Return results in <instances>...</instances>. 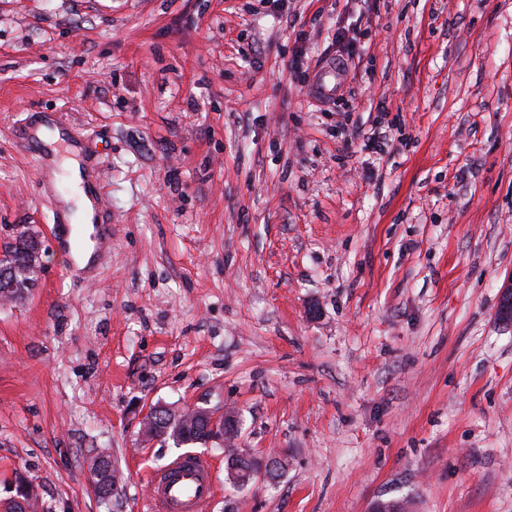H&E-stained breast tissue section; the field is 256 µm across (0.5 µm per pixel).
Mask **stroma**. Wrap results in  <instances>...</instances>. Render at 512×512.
I'll list each match as a JSON object with an SVG mask.
<instances>
[{
  "mask_svg": "<svg viewBox=\"0 0 512 512\" xmlns=\"http://www.w3.org/2000/svg\"><path fill=\"white\" fill-rule=\"evenodd\" d=\"M58 112L103 163L90 280L32 151ZM17 227L42 274L0 299V502L23 480L38 512H145L191 451L209 512H512V0H0ZM157 405L232 412L238 450L282 469L234 489L220 444L142 441ZM91 459L95 461V463L92 464L91 470H89L94 487L97 488L105 480H111L112 484H110L108 488H101L98 489V491L103 495H112L117 492L122 481L121 474L116 470L112 472V468L108 464V460L105 456L95 455L92 456Z\"/></svg>",
  "mask_w": 512,
  "mask_h": 512,
  "instance_id": "stroma-1",
  "label": "stroma"
}]
</instances>
